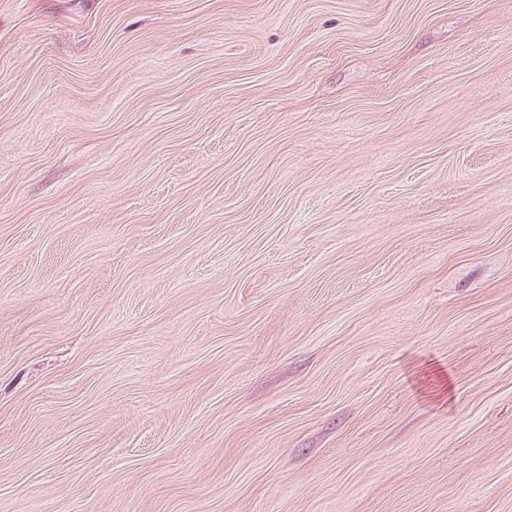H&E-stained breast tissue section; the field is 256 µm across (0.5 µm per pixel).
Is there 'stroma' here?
<instances>
[{"mask_svg": "<svg viewBox=\"0 0 512 512\" xmlns=\"http://www.w3.org/2000/svg\"><path fill=\"white\" fill-rule=\"evenodd\" d=\"M0 512H512V0H0Z\"/></svg>", "mask_w": 512, "mask_h": 512, "instance_id": "stroma-1", "label": "stroma"}]
</instances>
